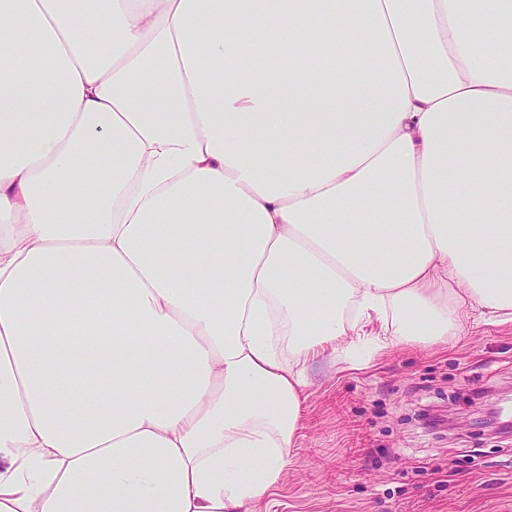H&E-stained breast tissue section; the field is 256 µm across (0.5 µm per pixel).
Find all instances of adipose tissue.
Returning <instances> with one entry per match:
<instances>
[{
	"label": "adipose tissue",
	"mask_w": 512,
	"mask_h": 512,
	"mask_svg": "<svg viewBox=\"0 0 512 512\" xmlns=\"http://www.w3.org/2000/svg\"><path fill=\"white\" fill-rule=\"evenodd\" d=\"M340 57L385 77L304 90ZM476 306L512 0H0V512H251L312 362Z\"/></svg>",
	"instance_id": "adipose-tissue-1"
}]
</instances>
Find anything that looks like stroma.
<instances>
[{
  "instance_id": "1",
  "label": "stroma",
  "mask_w": 512,
  "mask_h": 512,
  "mask_svg": "<svg viewBox=\"0 0 512 512\" xmlns=\"http://www.w3.org/2000/svg\"><path fill=\"white\" fill-rule=\"evenodd\" d=\"M304 428L261 512H512V430L478 416L512 387V318L454 343L314 367Z\"/></svg>"
}]
</instances>
